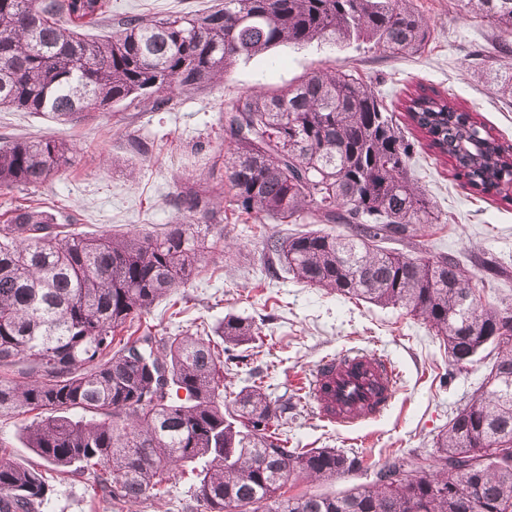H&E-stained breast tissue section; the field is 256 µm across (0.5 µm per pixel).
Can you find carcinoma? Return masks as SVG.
<instances>
[{
    "instance_id": "cac0c4a2",
    "label": "carcinoma",
    "mask_w": 512,
    "mask_h": 512,
    "mask_svg": "<svg viewBox=\"0 0 512 512\" xmlns=\"http://www.w3.org/2000/svg\"><path fill=\"white\" fill-rule=\"evenodd\" d=\"M495 26L508 59L479 70L512 97V0H460ZM109 0H0V108L73 120L131 98L218 83L239 60L280 45L363 43L396 54L429 35L413 0H224L202 13L130 16L91 40ZM238 133L224 137V177L248 216L288 224H348L267 240L268 263L294 279L424 321L463 368L497 350L470 399L437 435L434 452L395 454L369 484L335 494H279L289 479L329 481L357 466L338 448L288 447V402L262 376L224 400V357L255 341L229 317L214 340L188 331L127 338L156 303L198 270L202 233L224 240L223 200L186 188L183 219L160 235H83L38 203L0 224V415L39 412L23 439L60 475L92 481L105 502L134 506L176 475H193L206 512H512V307L483 304L457 256H410L384 246L440 220L410 175L412 142L378 95L348 72L318 69L279 89L224 103ZM412 125L447 156L455 177L485 195L512 187V145L439 92L405 101ZM69 140L21 138L0 146V195L40 187L73 164ZM436 471L408 475L429 460ZM52 492L42 472L0 449V512H38Z\"/></svg>"
}]
</instances>
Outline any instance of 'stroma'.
<instances>
[{"mask_svg":"<svg viewBox=\"0 0 512 512\" xmlns=\"http://www.w3.org/2000/svg\"><path fill=\"white\" fill-rule=\"evenodd\" d=\"M214 2L111 0L101 22L85 32L95 38L112 33L127 16L193 12ZM414 4L430 26L425 46L415 53L392 54L355 43L279 46L238 62L223 82L178 94L158 110L152 101L129 99L73 123L42 112L1 110L0 142L64 137L79 148L75 163L64 173L43 186L15 190L11 201H42L55 207L61 221L76 216L79 233L160 232L179 219L175 194L188 186L221 188L211 167L222 148L225 101L259 86L283 87L323 67L353 71L395 110L416 88L445 93L501 142L512 144V101L473 76L477 68L499 66L497 30L465 16L457 0ZM405 134L415 143L411 176L441 221L417 227L402 251L425 258L450 253L465 262L474 254L491 259L502 274L486 282L482 301L512 306V201L472 192L453 177L450 162L423 143L419 132L409 128ZM138 140L148 142L151 152L139 153L134 147ZM223 226V245H208L199 271L172 299L144 315L141 327L161 338L186 329L211 333L229 316L254 322L256 341L241 346L242 361L224 373L227 392L250 385L251 370H259L271 399L289 403L282 420L289 447L339 448L365 462L333 481L287 484L286 493H336L371 482L370 462L396 452H432L437 434L482 381L492 354L481 352L473 363L457 367L434 331L405 309L357 302L299 283L285 272L269 276L263 267L266 241L294 232V225L250 218L228 204ZM352 351L389 360L399 371V383L394 404L381 419L345 431L319 419L315 403L298 382L309 378L322 358ZM51 484L41 512H204L187 476L173 478L132 508L102 502L82 478L55 476Z\"/></svg>","mask_w":512,"mask_h":512,"instance_id":"1","label":"stroma"}]
</instances>
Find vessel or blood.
Segmentation results:
<instances>
[{
    "label": "vessel or blood",
    "instance_id": "1",
    "mask_svg": "<svg viewBox=\"0 0 512 512\" xmlns=\"http://www.w3.org/2000/svg\"><path fill=\"white\" fill-rule=\"evenodd\" d=\"M398 373L385 359L366 352L323 358L308 391L321 421L344 430L379 418L396 395Z\"/></svg>",
    "mask_w": 512,
    "mask_h": 512
}]
</instances>
